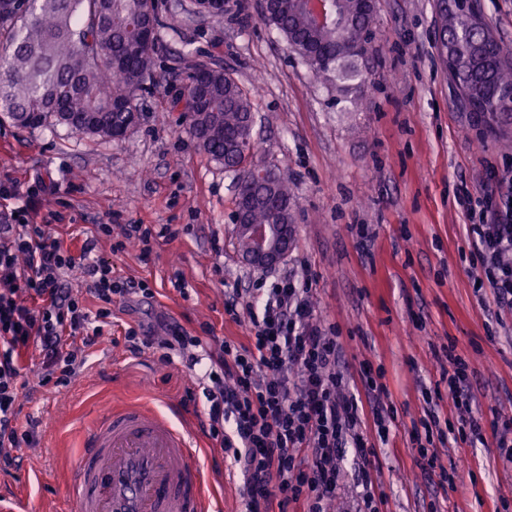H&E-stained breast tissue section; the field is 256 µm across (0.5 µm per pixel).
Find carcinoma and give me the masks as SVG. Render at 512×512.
I'll return each mask as SVG.
<instances>
[{"mask_svg": "<svg viewBox=\"0 0 512 512\" xmlns=\"http://www.w3.org/2000/svg\"><path fill=\"white\" fill-rule=\"evenodd\" d=\"M158 0H0V116L24 128L63 126L79 135L116 140L128 132L143 85L153 80L166 26ZM316 21L304 0H278L260 19L276 28L313 76L342 93H361L365 62L378 58L377 7L359 0H326ZM440 34L465 51L486 49L469 0H437ZM152 18V42L134 54L141 24ZM187 94L173 101L190 114L202 150L232 176L249 180L251 224L294 223V200L284 172L254 163L248 130L255 102L221 67L190 62ZM465 107L479 102L495 120L512 113V64L491 72L463 70L456 83Z\"/></svg>", "mask_w": 512, "mask_h": 512, "instance_id": "obj_1", "label": "carcinoma"}]
</instances>
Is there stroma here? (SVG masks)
Here are the masks:
<instances>
[{"label": "stroma", "mask_w": 512, "mask_h": 512, "mask_svg": "<svg viewBox=\"0 0 512 512\" xmlns=\"http://www.w3.org/2000/svg\"><path fill=\"white\" fill-rule=\"evenodd\" d=\"M187 2H162L172 32L155 83L141 96L140 121L125 138L0 122V185L10 189L0 197V224L27 208L72 251L97 239L98 255L119 276L154 291L113 308L104 347L69 386L22 398V417L38 423V443L18 449L21 466L0 488L26 495L28 512H69L68 484L94 412L145 394L165 413L189 394L205 406L203 365L186 353L167 363L149 351L131 355L128 327L161 336L174 320L194 336L246 340L245 323L224 302L264 273L236 247L230 177L172 105L183 78L178 52L189 42L252 95L255 158L288 176L295 246L279 270L311 278L318 311L341 338L349 386L362 390L363 364L382 373L397 415L386 437L368 412L361 431L376 445L370 473L384 512H512V463L496 439L512 428V309L498 307L491 289L476 288L458 204L462 185H477L486 170L512 172V123L490 128L479 113L460 110L435 42L434 0H378L381 52L367 66L358 106L313 76L258 18L254 0H240L241 10L220 20L188 16ZM103 224L111 235L100 233ZM125 224H167L173 235L153 240L145 256L132 246L119 251ZM450 346L468 364L483 440L457 433L443 358ZM431 406L446 436L429 469L412 435ZM195 462L208 490L221 496L222 512H243L240 469L212 447Z\"/></svg>", "instance_id": "1"}]
</instances>
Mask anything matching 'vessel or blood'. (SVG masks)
Returning a JSON list of instances; mask_svg holds the SVG:
<instances>
[{
    "label": "vessel or blood",
    "mask_w": 512,
    "mask_h": 512,
    "mask_svg": "<svg viewBox=\"0 0 512 512\" xmlns=\"http://www.w3.org/2000/svg\"><path fill=\"white\" fill-rule=\"evenodd\" d=\"M199 445L192 422L175 423L151 397L104 412L86 433L74 512H213L194 461Z\"/></svg>",
    "instance_id": "1"
}]
</instances>
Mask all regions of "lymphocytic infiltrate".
<instances>
[{"instance_id":"f902f5d3","label":"lymphocytic infiltrate","mask_w":512,"mask_h":512,"mask_svg":"<svg viewBox=\"0 0 512 512\" xmlns=\"http://www.w3.org/2000/svg\"><path fill=\"white\" fill-rule=\"evenodd\" d=\"M487 177L505 190L467 207L466 232L497 305L512 307V174L491 171ZM94 250L87 239L72 253L50 225L30 223L24 210L15 223L0 225V476L19 468L17 448L37 443L34 425H22L18 416L19 400L30 391L24 359L35 360L39 389L68 385L89 350L101 344L113 306L151 293L146 283L114 275ZM76 268L83 274L78 290L66 280ZM225 309L247 322L248 342L225 339L206 348L201 432L240 468L245 512L283 510L291 502L302 503L304 512H329L346 449L366 463L376 448L360 431L363 405L347 389L342 348L326 332L311 283L278 276L250 300L229 296ZM125 343L135 355L157 348L166 362L170 351L202 347L203 339L173 324L159 340L129 329ZM445 358L453 370L448 392L461 423L479 433L466 365L455 352Z\"/></svg>"}]
</instances>
